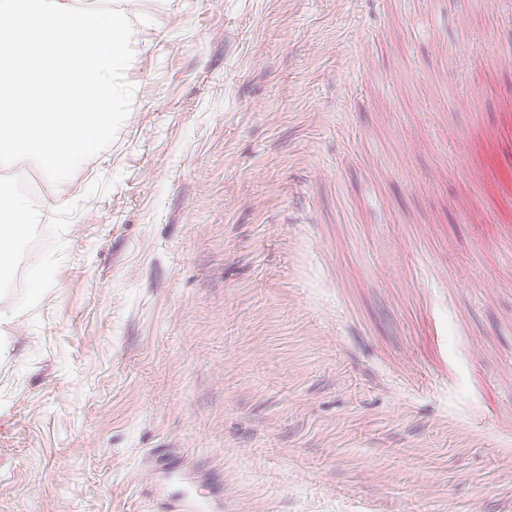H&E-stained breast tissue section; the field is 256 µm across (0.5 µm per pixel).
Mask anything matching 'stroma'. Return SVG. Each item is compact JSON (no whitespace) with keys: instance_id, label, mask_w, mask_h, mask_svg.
I'll return each mask as SVG.
<instances>
[{"instance_id":"1","label":"stroma","mask_w":512,"mask_h":512,"mask_svg":"<svg viewBox=\"0 0 512 512\" xmlns=\"http://www.w3.org/2000/svg\"><path fill=\"white\" fill-rule=\"evenodd\" d=\"M69 2L134 93L0 167V512H512V0ZM37 215L31 209L27 199L17 184L9 179H0V266L2 274L3 259L9 256L10 248L19 240L27 237Z\"/></svg>"}]
</instances>
